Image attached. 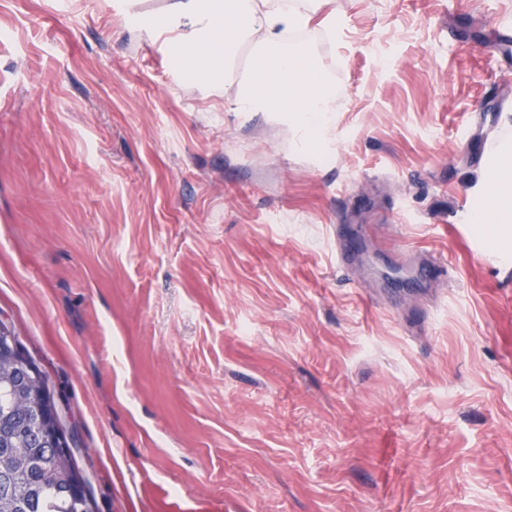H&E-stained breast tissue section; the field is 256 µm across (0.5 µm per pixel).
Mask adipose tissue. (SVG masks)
Returning <instances> with one entry per match:
<instances>
[{"mask_svg": "<svg viewBox=\"0 0 512 512\" xmlns=\"http://www.w3.org/2000/svg\"><path fill=\"white\" fill-rule=\"evenodd\" d=\"M333 0H165L137 19L138 27L170 32V62L187 88L216 86L229 76L242 49L255 65L238 82L234 112H264L288 125L292 143L306 152L326 148L342 88L333 84L294 33L335 31ZM490 212L473 218L477 232L498 241L512 235V169L498 168Z\"/></svg>", "mask_w": 512, "mask_h": 512, "instance_id": "ef3b65f1", "label": "adipose tissue"}]
</instances>
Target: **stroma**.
I'll list each match as a JSON object with an SVG mask.
<instances>
[{
	"mask_svg": "<svg viewBox=\"0 0 512 512\" xmlns=\"http://www.w3.org/2000/svg\"><path fill=\"white\" fill-rule=\"evenodd\" d=\"M162 0H0V323L95 512H512V0H335L318 155L237 75L185 91ZM487 247L492 261L477 260ZM494 186V204L489 213L473 217L477 232L488 239L499 241L511 233L512 223V169L500 167L488 176Z\"/></svg>",
	"mask_w": 512,
	"mask_h": 512,
	"instance_id": "1",
	"label": "stroma"
}]
</instances>
